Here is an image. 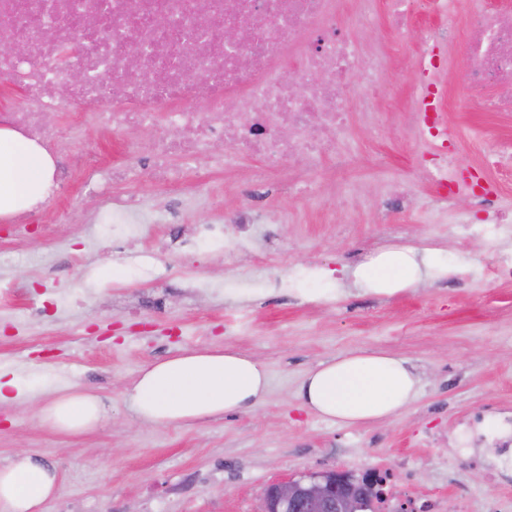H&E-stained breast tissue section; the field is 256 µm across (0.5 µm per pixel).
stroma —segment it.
I'll return each mask as SVG.
<instances>
[{
    "instance_id": "35a3bbf8",
    "label": "stroma",
    "mask_w": 512,
    "mask_h": 512,
    "mask_svg": "<svg viewBox=\"0 0 512 512\" xmlns=\"http://www.w3.org/2000/svg\"><path fill=\"white\" fill-rule=\"evenodd\" d=\"M338 26L355 44L383 43L388 55L377 119L350 116L346 191L328 172L314 204L277 184L258 195L245 176L253 160L231 172L202 162L196 169L210 181L208 196L191 177L175 192L146 173L112 185L157 217L147 243L114 235L98 194H48L37 205V231L25 237L0 218V289L13 291L0 302V373L32 393L0 405V462L26 453L56 470L59 491L44 512H261L268 485L337 468L390 470L395 491L430 510L465 502L487 512L512 501V471L493 477L454 453L472 414L512 415V283L491 276L501 254H512V228L483 235L469 200L438 207L423 180L411 186L409 209L382 218L388 189L418 167L404 132L414 45L383 25ZM442 81L458 161L478 167L498 139L512 136V122L458 110L469 94L462 56ZM130 138L126 130L91 132L72 152L119 165L118 145ZM217 201L228 220L255 202L275 221L271 239L231 256L200 251L192 229L214 217ZM69 203L71 223H58ZM400 245L436 248L449 275L392 296L362 289L354 273L366 254ZM224 347L261 359L269 374L263 404L179 427L134 420L125 390L143 367L185 349ZM359 349L418 368L421 388L407 410L342 425L303 409L297 387L305 374ZM67 384L102 398L109 420L67 436L43 424L42 406Z\"/></svg>"
}]
</instances>
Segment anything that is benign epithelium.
Returning a JSON list of instances; mask_svg holds the SVG:
<instances>
[{"label":"benign epithelium","mask_w":512,"mask_h":512,"mask_svg":"<svg viewBox=\"0 0 512 512\" xmlns=\"http://www.w3.org/2000/svg\"><path fill=\"white\" fill-rule=\"evenodd\" d=\"M394 475L370 470L357 477L342 469L308 472L270 485L262 512H353L376 497H387Z\"/></svg>","instance_id":"1"}]
</instances>
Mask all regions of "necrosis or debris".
<instances>
[{
	"mask_svg": "<svg viewBox=\"0 0 512 512\" xmlns=\"http://www.w3.org/2000/svg\"><path fill=\"white\" fill-rule=\"evenodd\" d=\"M363 28L385 14L393 32L415 34V56L447 48L459 24L457 0H208L200 21L199 0H0V76L18 77L21 97L0 105V124L36 142L51 155L57 180L82 173L84 191H96L98 162L75 156L69 138L86 124L103 130L162 125L161 136L130 145L138 166L162 185L177 186L180 169L169 158L212 157L229 141L224 167L251 158V181L268 183L287 173L309 200H318L324 164L343 170L342 144L352 107L369 109L381 62L357 53L337 31L339 2ZM440 16V26H419L417 11ZM239 31L234 49L224 29ZM462 50L472 99L479 111L512 113V6L490 8L476 0ZM24 44L27 60L12 49ZM111 80H103V73ZM428 70L412 92V140L430 158L419 175L438 187L437 202L458 197L475 202L497 226L512 223L496 189L461 180L456 148L442 149V128L424 111L421 97L438 78ZM69 83L66 96L56 87ZM74 114L69 133L50 129L52 117ZM263 219L253 209L236 212L232 225L214 218L195 225V237L212 247L250 242Z\"/></svg>",
	"mask_w": 512,
	"mask_h": 512,
	"instance_id": "1",
	"label": "necrosis or debris"
}]
</instances>
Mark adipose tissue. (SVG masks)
<instances>
[{
	"label": "adipose tissue",
	"mask_w": 512,
	"mask_h": 512,
	"mask_svg": "<svg viewBox=\"0 0 512 512\" xmlns=\"http://www.w3.org/2000/svg\"><path fill=\"white\" fill-rule=\"evenodd\" d=\"M53 173L48 153L15 131L0 127V215L42 200ZM448 269L427 248L396 247L376 253L355 273L375 293L414 287L423 273ZM421 378L402 357L381 350H356L319 363L304 376V405L327 421L360 424L400 414L415 399ZM268 374L255 356L233 349H188L144 367L125 395L134 418L151 426L182 425L251 410L264 402ZM43 423L75 435L108 418L93 394L59 389L41 411ZM58 490L56 473L20 455L0 464V512H42Z\"/></svg>",
	"instance_id": "ef3b65f1"
}]
</instances>
